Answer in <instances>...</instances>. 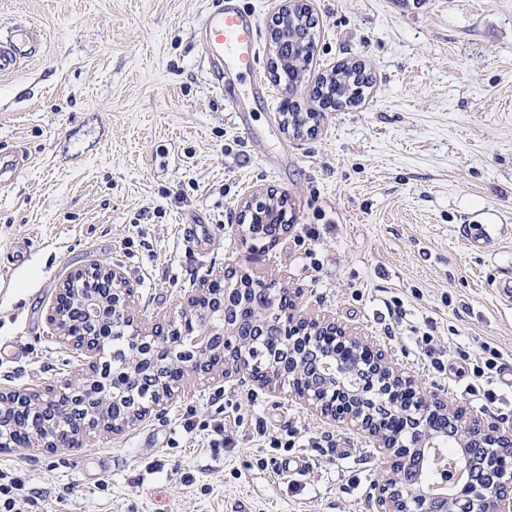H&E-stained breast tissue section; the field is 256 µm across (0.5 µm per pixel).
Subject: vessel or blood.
Here are the masks:
<instances>
[{
  "label": "vessel or blood",
  "mask_w": 512,
  "mask_h": 512,
  "mask_svg": "<svg viewBox=\"0 0 512 512\" xmlns=\"http://www.w3.org/2000/svg\"><path fill=\"white\" fill-rule=\"evenodd\" d=\"M258 19L246 12L236 0H218L201 16L198 35L207 49L206 64L215 87L224 90L236 110H243L233 84L224 80L228 74L248 76L250 92L264 96L265 85L257 71ZM41 45V36L27 25L14 26L10 38L0 42V73L14 70L23 60L35 56Z\"/></svg>",
  "instance_id": "1"
}]
</instances>
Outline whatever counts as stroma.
<instances>
[{"label": "stroma", "instance_id": "1", "mask_svg": "<svg viewBox=\"0 0 512 512\" xmlns=\"http://www.w3.org/2000/svg\"><path fill=\"white\" fill-rule=\"evenodd\" d=\"M303 2L315 52L290 85L270 73L282 0H245L272 97L238 116L203 71L209 0H0V40L14 23L42 37L0 74V345L25 352L0 357V388L78 373L46 313L79 267L119 266L136 310L159 321L207 275L245 269L372 337L467 415L512 424L500 381L493 404L465 393L486 348L512 363V309L492 288L512 271V0ZM346 62L369 78L362 100L322 105L316 82ZM288 102L314 112L311 134L283 125ZM267 190L288 227L273 245L243 242L238 216ZM466 224L490 225L485 248ZM221 419L229 441L213 448L203 430ZM297 456L306 475L282 476ZM379 469L367 438L288 393L203 378L79 451H0L44 512H370Z\"/></svg>", "mask_w": 512, "mask_h": 512}]
</instances>
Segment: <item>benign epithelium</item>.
<instances>
[{"label":"benign epithelium","instance_id":"benign-epithelium-1","mask_svg":"<svg viewBox=\"0 0 512 512\" xmlns=\"http://www.w3.org/2000/svg\"><path fill=\"white\" fill-rule=\"evenodd\" d=\"M59 289L46 320L56 338L81 352L79 378L51 391H0V449L77 451L93 432L119 434L147 416L127 398L149 387L160 402L200 376L233 378L272 396L283 385L317 415L364 434L381 456L372 512H512V427L496 419L460 416L448 397L423 389L373 341L336 319L299 309L296 292L281 287L270 297L294 331L288 349L263 371L247 356L255 336L274 338L281 326L255 310V289L226 288L225 275L187 296L178 321L201 343L181 344L172 324L148 323L132 309L131 288L118 266L91 264ZM126 329L127 361H100L110 331ZM457 429L473 472L451 495H437L416 478L427 450L446 426Z\"/></svg>","mask_w":512,"mask_h":512}]
</instances>
